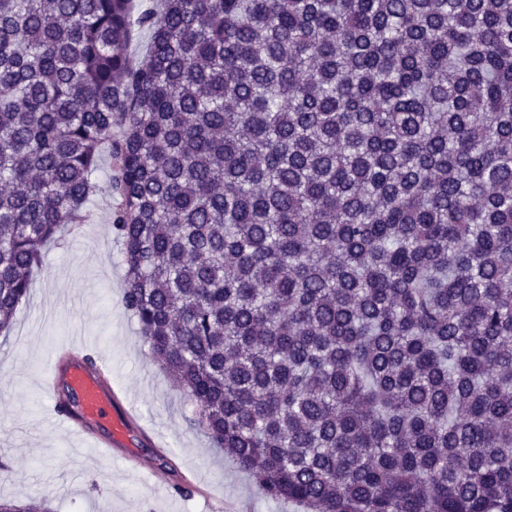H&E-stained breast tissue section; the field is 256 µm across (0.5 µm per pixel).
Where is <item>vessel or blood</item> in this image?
Listing matches in <instances>:
<instances>
[{
    "label": "vessel or blood",
    "instance_id": "obj_1",
    "mask_svg": "<svg viewBox=\"0 0 512 512\" xmlns=\"http://www.w3.org/2000/svg\"><path fill=\"white\" fill-rule=\"evenodd\" d=\"M111 366L89 369L78 358L55 355L42 379L54 416L68 431L91 441L101 456H120L128 471L141 472L142 454L128 447V434L135 416L113 387Z\"/></svg>",
    "mask_w": 512,
    "mask_h": 512
}]
</instances>
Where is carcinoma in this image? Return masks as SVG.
I'll return each mask as SVG.
<instances>
[{"label": "carcinoma", "instance_id": "obj_1", "mask_svg": "<svg viewBox=\"0 0 512 512\" xmlns=\"http://www.w3.org/2000/svg\"><path fill=\"white\" fill-rule=\"evenodd\" d=\"M104 155L121 305L267 499L512 512V0H0V332Z\"/></svg>", "mask_w": 512, "mask_h": 512}]
</instances>
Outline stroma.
<instances>
[{
    "label": "stroma",
    "mask_w": 512,
    "mask_h": 512,
    "mask_svg": "<svg viewBox=\"0 0 512 512\" xmlns=\"http://www.w3.org/2000/svg\"><path fill=\"white\" fill-rule=\"evenodd\" d=\"M125 268L99 190L91 217L43 249L26 299L0 333V498L47 493L53 512H306L266 499L251 477L189 420L194 407L153 360L120 304ZM111 361L112 383L136 411L130 438L155 468L191 479L188 492L156 490L117 459L87 468L89 448L53 422L37 372L53 351Z\"/></svg>",
    "instance_id": "1"
}]
</instances>
